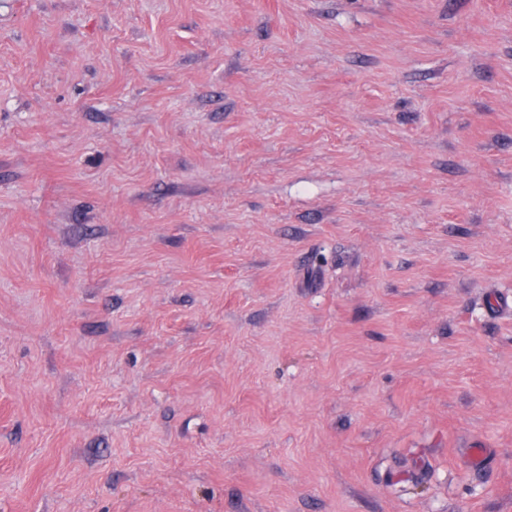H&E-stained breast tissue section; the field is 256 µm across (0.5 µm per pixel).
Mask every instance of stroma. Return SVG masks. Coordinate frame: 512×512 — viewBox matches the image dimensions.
<instances>
[{
  "label": "stroma",
  "mask_w": 512,
  "mask_h": 512,
  "mask_svg": "<svg viewBox=\"0 0 512 512\" xmlns=\"http://www.w3.org/2000/svg\"><path fill=\"white\" fill-rule=\"evenodd\" d=\"M506 295L512 0H0V512H512Z\"/></svg>",
  "instance_id": "35a3bbf8"
}]
</instances>
